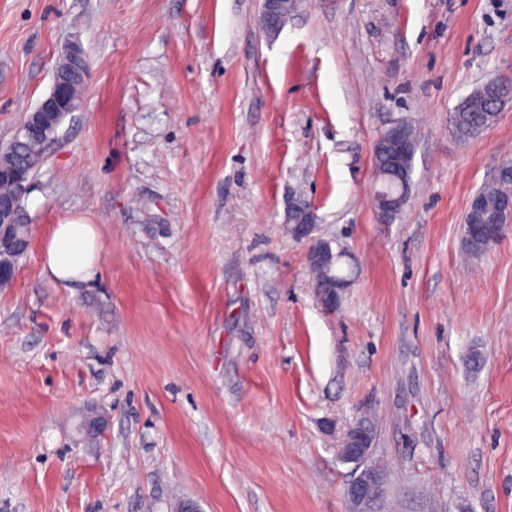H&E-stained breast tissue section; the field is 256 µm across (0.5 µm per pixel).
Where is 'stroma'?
Instances as JSON below:
<instances>
[{
	"instance_id": "1",
	"label": "stroma",
	"mask_w": 512,
	"mask_h": 512,
	"mask_svg": "<svg viewBox=\"0 0 512 512\" xmlns=\"http://www.w3.org/2000/svg\"><path fill=\"white\" fill-rule=\"evenodd\" d=\"M0 0V147L79 39L89 79L31 181V244L0 287V512H352L340 448L370 426L373 512H512V227L464 216L512 161V0ZM415 129L414 187L377 218V138ZM303 191L354 275L338 308L283 230ZM97 225L98 277L41 245ZM480 367H472L471 354ZM110 423L88 439L89 407ZM511 100V84L508 89L498 92H491L485 84L478 87L462 98L450 114V122L455 134L461 139L478 135L495 123L498 110L504 103ZM471 212H472V201L470 206L464 217V239H463V247L464 251L467 255L477 258L485 253L487 249V243L489 245H493L501 235L500 230L503 228V225L512 224V202H505L500 208L498 213V219L501 224L495 226L488 235V242L484 240L481 234L477 231V229L473 226L474 223L471 220ZM509 214V220L507 223L501 221V216ZM102 242L94 224L65 220L43 240L44 272L66 287L91 281L98 273Z\"/></svg>"
}]
</instances>
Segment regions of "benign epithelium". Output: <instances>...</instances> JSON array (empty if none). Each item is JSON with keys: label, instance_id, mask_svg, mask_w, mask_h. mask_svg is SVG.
Returning a JSON list of instances; mask_svg holds the SVG:
<instances>
[{"label": "benign epithelium", "instance_id": "obj_1", "mask_svg": "<svg viewBox=\"0 0 512 512\" xmlns=\"http://www.w3.org/2000/svg\"><path fill=\"white\" fill-rule=\"evenodd\" d=\"M279 12V0H263L259 24L264 32L273 27L271 19ZM67 67L57 65L54 71L53 87L51 93L36 107L32 122H44L47 118L57 114L74 112L78 106L70 95L71 85L76 82H85L88 77V66L84 51L77 40L67 43L63 54ZM30 122V123H32ZM30 123L24 122L18 133H26ZM386 138L398 144L399 153L411 154L414 151V142L406 135L401 125L397 124L386 131ZM17 197H0V247L13 242V215L17 209ZM305 232L298 239L308 243V258L315 262L328 260L332 253L325 247V240L314 236L316 230V216L313 208H308L303 215ZM347 284L338 282L336 287L328 289L319 295L321 303L328 307H335L341 300L342 293ZM373 444L370 428L359 423L347 433L341 448L344 460L364 465L359 475L348 485L347 497L356 507V512H369L376 499L383 493V475L374 466L367 464Z\"/></svg>", "mask_w": 512, "mask_h": 512}]
</instances>
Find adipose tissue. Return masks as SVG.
Listing matches in <instances>:
<instances>
[{"instance_id":"adipose-tissue-1","label":"adipose tissue","mask_w":512,"mask_h":512,"mask_svg":"<svg viewBox=\"0 0 512 512\" xmlns=\"http://www.w3.org/2000/svg\"><path fill=\"white\" fill-rule=\"evenodd\" d=\"M102 242L96 225L67 220L54 225L41 247L44 272L64 285L91 281L98 273Z\"/></svg>"}]
</instances>
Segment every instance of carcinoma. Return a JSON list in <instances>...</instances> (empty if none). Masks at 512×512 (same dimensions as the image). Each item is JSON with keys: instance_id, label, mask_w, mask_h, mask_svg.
Here are the masks:
<instances>
[{"instance_id": "1", "label": "carcinoma", "mask_w": 512, "mask_h": 512, "mask_svg": "<svg viewBox=\"0 0 512 512\" xmlns=\"http://www.w3.org/2000/svg\"><path fill=\"white\" fill-rule=\"evenodd\" d=\"M512 100V86L506 90L492 92L482 85L462 98L450 113V122L455 134L461 139H469L492 126L498 110L504 103ZM62 120H57L45 134L30 135L16 143L15 150L0 158V167L18 168L26 179H31L44 162L46 150L58 135ZM373 165L380 184L379 193L375 195V205L379 216L385 223L393 222L405 206L412 190V159L399 160L394 155L390 144L376 143L373 150ZM512 198V162H505L499 167L494 180L482 186L476 198L482 202L483 210L493 212L499 202ZM17 240L23 244L20 250L3 249L0 251V269L6 272L2 283H7L19 259L24 256L30 244L31 225L23 218V212L15 213ZM464 251L477 258L485 253L487 243L473 226L471 212L464 217ZM316 291L328 287L341 275L336 263L316 264L310 267Z\"/></svg>"}]
</instances>
